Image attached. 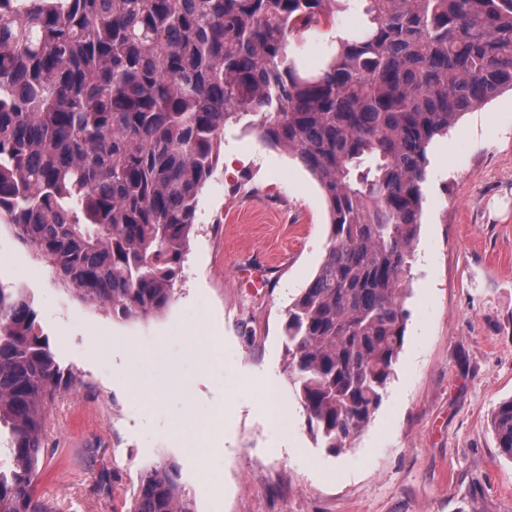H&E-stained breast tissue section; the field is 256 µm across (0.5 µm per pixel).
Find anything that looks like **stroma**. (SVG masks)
I'll list each match as a JSON object with an SVG mask.
<instances>
[{"mask_svg": "<svg viewBox=\"0 0 512 512\" xmlns=\"http://www.w3.org/2000/svg\"><path fill=\"white\" fill-rule=\"evenodd\" d=\"M428 157L404 348L380 408L336 455L316 446L288 381L285 310L326 255L329 215L286 150L225 128L174 300L146 320L77 300L1 225L0 274L31 293L58 363L80 381L49 404L46 434L83 442V479L56 455L38 492L62 512H127L141 470L171 460L195 512H512V461L491 426L512 398V92L463 115ZM176 323L223 345V365L184 361ZM133 342L145 373L159 347L180 362L189 393L132 406ZM232 379L271 387L287 423ZM191 407L224 422L200 464L173 433ZM107 472L116 480L102 494Z\"/></svg>", "mask_w": 512, "mask_h": 512, "instance_id": "35a3bbf8", "label": "stroma"}]
</instances>
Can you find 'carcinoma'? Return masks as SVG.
Wrapping results in <instances>:
<instances>
[{"label": "carcinoma", "mask_w": 512, "mask_h": 512, "mask_svg": "<svg viewBox=\"0 0 512 512\" xmlns=\"http://www.w3.org/2000/svg\"><path fill=\"white\" fill-rule=\"evenodd\" d=\"M0 0V224L74 296L126 321L163 313L224 129L241 124L318 182L329 246L288 304L289 380L320 447L369 423L403 350L439 135L512 91V0ZM336 32L300 70L291 38ZM27 289L0 276V512L37 491L47 402L74 385ZM512 460V398L492 414ZM128 512H194L178 467L144 468Z\"/></svg>", "instance_id": "cac0c4a2"}]
</instances>
